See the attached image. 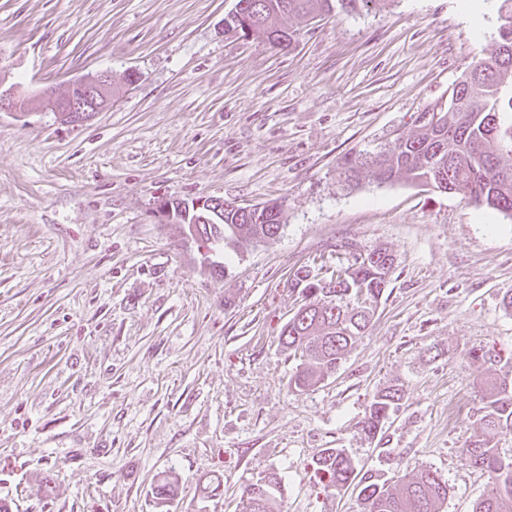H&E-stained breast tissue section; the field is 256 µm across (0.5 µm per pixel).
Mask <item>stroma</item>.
<instances>
[{
  "label": "stroma",
  "instance_id": "1",
  "mask_svg": "<svg viewBox=\"0 0 512 512\" xmlns=\"http://www.w3.org/2000/svg\"><path fill=\"white\" fill-rule=\"evenodd\" d=\"M236 0H0V92L110 72L112 106L59 123L49 104L0 112V498L12 512H240L267 470L274 512H359L315 487L343 448L393 482L429 469L441 512H472L487 478L461 452L484 366L512 369V221L397 181L350 189L338 164L394 146L495 40L459 0L292 19L291 47L224 31ZM283 204V228L237 252L202 249L153 216L159 198ZM395 264L372 326L337 372L288 386L279 334L307 282L351 248ZM398 384L378 437L372 396ZM221 498L202 501L210 475ZM400 400L401 390L397 385L388 386L375 393L362 421V431L368 437H377L398 409ZM178 480L171 474L159 476L156 483L151 488L150 494L153 502L158 509H164L171 506V503L178 496Z\"/></svg>",
  "mask_w": 512,
  "mask_h": 512
}]
</instances>
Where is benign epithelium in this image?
<instances>
[{"instance_id": "7a95c632", "label": "benign epithelium", "mask_w": 512, "mask_h": 512, "mask_svg": "<svg viewBox=\"0 0 512 512\" xmlns=\"http://www.w3.org/2000/svg\"><path fill=\"white\" fill-rule=\"evenodd\" d=\"M48 98L53 102V112L59 122L68 126L83 125L112 106V77L107 72L83 76L68 82L67 92L58 94L52 89L44 90L36 99ZM195 213L193 223L182 224L183 235L204 241L200 222L219 212L224 207L220 198H200L191 202Z\"/></svg>"}]
</instances>
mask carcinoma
I'll use <instances>...</instances> for the list:
<instances>
[{
  "label": "carcinoma",
  "instance_id": "cac0c4a2",
  "mask_svg": "<svg viewBox=\"0 0 512 512\" xmlns=\"http://www.w3.org/2000/svg\"><path fill=\"white\" fill-rule=\"evenodd\" d=\"M384 0H237L253 11L249 29L233 16L224 18V32L273 45L293 42L296 31L286 26L293 16L332 17L340 13L369 14ZM497 2V33L492 48L474 61L454 84L448 103H436L419 116V125L397 138L395 146L344 159L339 179L349 188L365 182L378 185L405 180L436 189L444 185L469 203L498 211L512 221V0ZM265 220L256 222L228 205L203 226L206 236L233 248L274 238L282 227L283 204L266 203ZM385 248L367 252V260L342 268L345 279L305 286L307 302L281 330L280 341L299 359L289 387L305 391L336 373L356 338L369 327L393 268ZM483 415L480 430L462 448L469 461L484 471L487 490L473 512H512V458H505L484 432L512 434V378L488 372L481 379ZM401 390L391 385L375 393L362 421V431L378 436L396 412ZM324 493L358 489L361 512H439L448 498V484L437 472L422 470L392 486L358 476L343 448H326L313 460ZM282 479L269 471L243 493L242 512H273ZM170 474L159 476L150 494L158 509L178 496Z\"/></svg>",
  "mask_w": 512,
  "mask_h": 512
}]
</instances>
